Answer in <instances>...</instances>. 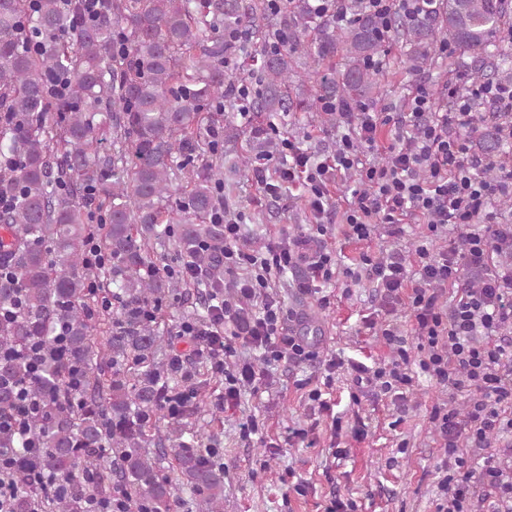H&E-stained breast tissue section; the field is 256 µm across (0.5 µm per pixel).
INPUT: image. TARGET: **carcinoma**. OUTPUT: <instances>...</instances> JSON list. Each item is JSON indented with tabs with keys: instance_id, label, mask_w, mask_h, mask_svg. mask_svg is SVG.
Instances as JSON below:
<instances>
[{
	"instance_id": "obj_1",
	"label": "carcinoma",
	"mask_w": 512,
	"mask_h": 512,
	"mask_svg": "<svg viewBox=\"0 0 512 512\" xmlns=\"http://www.w3.org/2000/svg\"><path fill=\"white\" fill-rule=\"evenodd\" d=\"M346 25L311 0H110L95 21L82 16V0H0V187L12 189L11 206L0 210V266L16 280L0 279V311L19 308L0 321V416L17 403L15 384L31 382L30 394H53L47 415L32 421L42 452L40 467L70 480L45 501L52 512H83L87 491L82 471L96 473L106 494L108 474L138 512H177L181 486L165 473L174 461L199 512H223L224 468L194 451L179 421L169 446L145 448L151 422L162 411L167 384L175 381L161 358L162 338L147 307H159L179 282L152 271L148 242L177 238L181 250L224 282V225L204 218L223 183L220 171L195 164L203 114L221 92L224 68L246 53L257 65L260 89L252 111L268 123L282 112H353L374 98L381 82L374 57L385 44H402L400 64L409 75L433 68L437 43L451 47L448 66L465 79L512 83V0H426L408 15L383 19L364 0L346 3ZM37 44L30 51L25 42ZM65 94L53 97L52 80ZM105 105L112 113V164L127 176L104 189L106 209L89 204L98 191L92 167L98 140L88 113ZM474 138L487 154L506 153L499 128ZM61 147L65 174L46 190L50 159ZM182 157L179 167L174 158ZM185 181L184 199L174 181ZM101 215L110 259L107 281L115 312L112 330L91 338L87 288L99 277L83 265L92 219ZM202 243L210 245L203 251ZM68 327L67 359L48 355L30 379L27 347L50 343L58 324ZM112 362V377L101 370ZM81 374L79 405L63 407L68 366ZM19 439L0 427V456L17 453ZM36 493L27 488L14 512H31Z\"/></svg>"
}]
</instances>
